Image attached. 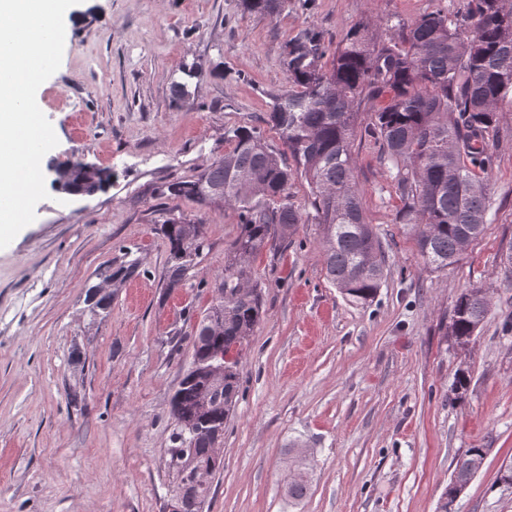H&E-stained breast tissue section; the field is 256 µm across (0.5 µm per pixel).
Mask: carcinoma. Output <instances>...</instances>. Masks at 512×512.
<instances>
[{
  "label": "carcinoma",
  "instance_id": "1",
  "mask_svg": "<svg viewBox=\"0 0 512 512\" xmlns=\"http://www.w3.org/2000/svg\"><path fill=\"white\" fill-rule=\"evenodd\" d=\"M246 8L273 16L288 8V0H246ZM379 28L374 19L362 20L335 44L313 27L304 30L285 45L288 90L273 96L265 118L283 150L240 127L233 149L195 179L160 189L165 197L233 208L241 224L224 274L212 283L224 290L223 320L211 308L197 322L189 340L192 361L170 402L174 427L165 467L173 479L174 512H202L211 486L189 491L186 484L196 470L216 474L224 467V458L212 453L214 430L224 428L234 411L237 359L265 315L251 258L288 239L297 225L317 224L326 278L346 299L367 304L382 286L386 256L363 209L351 151L357 135L378 142L381 162L395 171L397 222L407 227L425 268L456 264L488 223L485 175L493 165L498 112L512 104V0H467L452 16L437 9L411 22L387 23L382 34ZM299 178L308 185L311 213L292 199ZM107 180L103 171L91 176L75 163L67 185L95 192ZM203 229L202 220L174 214L160 225L169 246L168 287L186 281L204 248ZM111 302L112 295L90 286V321L103 320ZM488 307L482 288L461 293L451 335L459 341L473 336ZM218 356L224 359L221 390L203 373ZM487 453L467 449L453 477L470 481Z\"/></svg>",
  "mask_w": 512,
  "mask_h": 512
}]
</instances>
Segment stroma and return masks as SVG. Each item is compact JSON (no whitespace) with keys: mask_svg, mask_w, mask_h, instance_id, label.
<instances>
[{"mask_svg":"<svg viewBox=\"0 0 512 512\" xmlns=\"http://www.w3.org/2000/svg\"><path fill=\"white\" fill-rule=\"evenodd\" d=\"M277 16L244 0H79L68 9L62 63L36 94L58 139L41 168L48 199L0 249V512H170L164 466L170 399L191 361V335L212 299L241 225L236 210L203 215L205 247L180 288L166 286L159 225L197 215L193 199L160 196L229 151L233 131L265 125L271 94L288 87L283 48L309 27L339 39L379 16L410 21L465 0H292ZM201 79H186L189 68ZM187 92L174 97L173 86ZM486 176L489 222L459 262L426 270L396 222L399 201L380 146L356 138L363 203L387 256L366 305L325 276L320 228L252 260L266 314L239 358V395L224 426V468L203 512H439L456 459L487 449L454 512H512V105L498 116ZM111 171L91 195H70L57 167ZM113 281L102 321L86 314L89 286ZM488 315L467 343L449 329L467 288ZM469 384L462 397L459 374ZM307 451L308 492L289 499L294 449Z\"/></svg>","mask_w":512,"mask_h":512,"instance_id":"1","label":"stroma"}]
</instances>
